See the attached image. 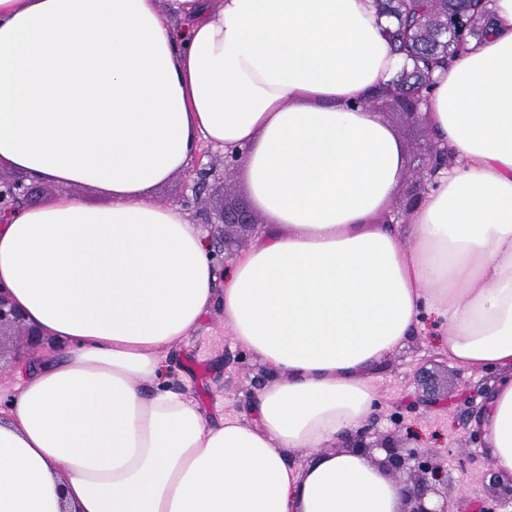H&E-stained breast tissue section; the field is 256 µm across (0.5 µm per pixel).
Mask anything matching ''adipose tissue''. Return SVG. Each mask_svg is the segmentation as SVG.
I'll return each mask as SVG.
<instances>
[{
	"mask_svg": "<svg viewBox=\"0 0 512 512\" xmlns=\"http://www.w3.org/2000/svg\"><path fill=\"white\" fill-rule=\"evenodd\" d=\"M165 9L0 0V165L111 198L0 222V287L51 343L0 392V512H401L406 486L344 442L427 326L451 363L495 373L473 426L512 478V0L436 76L423 120L455 164L405 224L369 221L406 176L367 105L403 65L373 0ZM204 141L236 152L269 218L221 273L152 195ZM217 306L269 376L247 419L164 386Z\"/></svg>",
	"mask_w": 512,
	"mask_h": 512,
	"instance_id": "adipose-tissue-1",
	"label": "adipose tissue"
}]
</instances>
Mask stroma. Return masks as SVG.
<instances>
[{"label":"stroma","instance_id":"1","mask_svg":"<svg viewBox=\"0 0 512 512\" xmlns=\"http://www.w3.org/2000/svg\"><path fill=\"white\" fill-rule=\"evenodd\" d=\"M381 119L395 133L406 169L421 166L431 138L426 127L389 108ZM202 199L204 207L215 212L229 204L251 202L252 197L243 173L234 169L223 182L211 185ZM168 363L172 371L169 385L192 398L212 420L229 412L247 413L251 397L267 379L266 372L234 343L217 307L170 353ZM424 369L433 372L439 391L460 386L477 391L492 380L491 375L469 372L449 362L431 335L413 336L377 374L381 409L370 429L391 442L436 457L446 471L451 512H459L465 503L490 495L492 470L483 441L471 437L472 412L461 408L401 410L407 396L419 391V373Z\"/></svg>","mask_w":512,"mask_h":512}]
</instances>
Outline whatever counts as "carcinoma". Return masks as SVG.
<instances>
[{
  "instance_id": "obj_1",
  "label": "carcinoma",
  "mask_w": 512,
  "mask_h": 512,
  "mask_svg": "<svg viewBox=\"0 0 512 512\" xmlns=\"http://www.w3.org/2000/svg\"><path fill=\"white\" fill-rule=\"evenodd\" d=\"M393 20L384 30L403 69L373 100L395 97L424 105L434 72L495 35L489 19L493 0H374Z\"/></svg>"
}]
</instances>
